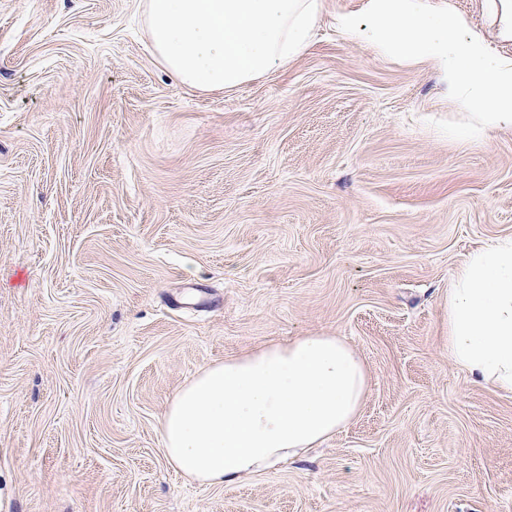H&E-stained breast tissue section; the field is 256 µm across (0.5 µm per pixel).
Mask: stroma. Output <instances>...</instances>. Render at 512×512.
<instances>
[{
    "label": "stroma",
    "mask_w": 512,
    "mask_h": 512,
    "mask_svg": "<svg viewBox=\"0 0 512 512\" xmlns=\"http://www.w3.org/2000/svg\"><path fill=\"white\" fill-rule=\"evenodd\" d=\"M231 92L180 86L141 0H0V512H512V393L448 358V288L512 236V131L431 64L343 41ZM313 333L358 417L227 486L162 415L225 358Z\"/></svg>",
    "instance_id": "obj_1"
}]
</instances>
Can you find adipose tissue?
Wrapping results in <instances>:
<instances>
[{"instance_id": "ef3b65f1", "label": "adipose tissue", "mask_w": 512, "mask_h": 512, "mask_svg": "<svg viewBox=\"0 0 512 512\" xmlns=\"http://www.w3.org/2000/svg\"><path fill=\"white\" fill-rule=\"evenodd\" d=\"M153 55L185 87L232 91L306 52L321 0H142ZM494 35L428 0H366L341 17L351 43L431 62L448 93L474 112L465 133L512 130V0H484ZM448 357L472 381L512 392V236L475 249L448 290ZM369 371L342 338L271 343L201 370L166 408L168 461L192 479L231 485L299 457L346 428L369 392Z\"/></svg>"}]
</instances>
